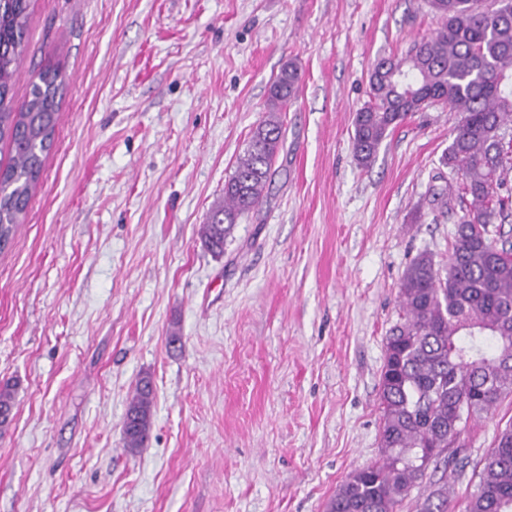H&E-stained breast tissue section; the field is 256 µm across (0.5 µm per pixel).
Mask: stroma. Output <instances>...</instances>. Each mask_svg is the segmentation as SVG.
I'll use <instances>...</instances> for the list:
<instances>
[{
	"mask_svg": "<svg viewBox=\"0 0 512 512\" xmlns=\"http://www.w3.org/2000/svg\"><path fill=\"white\" fill-rule=\"evenodd\" d=\"M442 25L428 0H32L15 98L48 66L65 90L0 254V512H326L380 459L401 279L423 252L447 264L469 197L442 162L459 112L408 116L366 168L352 117L372 66ZM288 60L301 88L267 196L213 255L200 228ZM511 422L512 395L469 421L471 461ZM438 480L463 512L476 478L441 464L400 512ZM153 403L151 381L146 378L138 380L129 399L122 426L123 447L130 455H135L143 448L149 438Z\"/></svg>",
	"mask_w": 512,
	"mask_h": 512,
	"instance_id": "stroma-1",
	"label": "stroma"
}]
</instances>
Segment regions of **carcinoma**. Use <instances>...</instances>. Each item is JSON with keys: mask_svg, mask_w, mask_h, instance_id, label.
Masks as SVG:
<instances>
[{"mask_svg": "<svg viewBox=\"0 0 512 512\" xmlns=\"http://www.w3.org/2000/svg\"><path fill=\"white\" fill-rule=\"evenodd\" d=\"M443 20L434 36L401 57L379 60L370 78V102L357 110L353 153L368 167L390 130L433 104L461 113L444 164L462 172L471 197L448 254V266L422 253L406 268L399 298L402 321L386 337L380 379V461L354 470L327 512H398L429 465L439 460L453 473L470 457L462 453L467 422L512 394V246L491 251L509 198L498 194L512 169V13L481 9L480 0H429ZM30 0H0V252L11 245L44 160L53 145L64 76L39 72L27 99L14 85L28 36ZM301 74L285 64L272 82L266 116L224 182V203L213 208L201 237L214 253L237 219L258 207L283 146L280 113L297 98ZM14 392L0 385V427L12 419ZM154 390L137 381L123 419V447L136 454L147 442ZM478 481L465 512H512V426L476 464ZM450 486L433 485L417 512H447Z\"/></svg>", "mask_w": 512, "mask_h": 512, "instance_id": "1", "label": "carcinoma"}]
</instances>
